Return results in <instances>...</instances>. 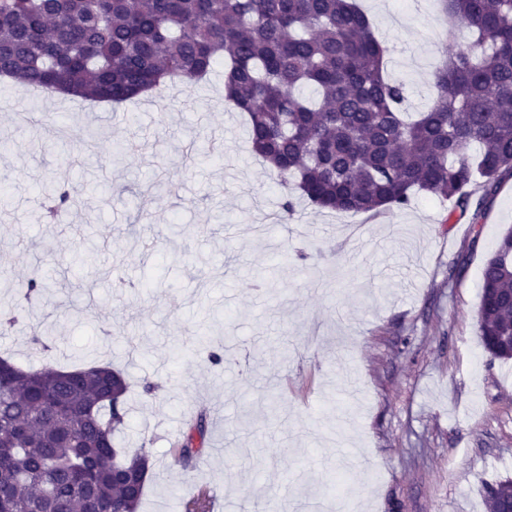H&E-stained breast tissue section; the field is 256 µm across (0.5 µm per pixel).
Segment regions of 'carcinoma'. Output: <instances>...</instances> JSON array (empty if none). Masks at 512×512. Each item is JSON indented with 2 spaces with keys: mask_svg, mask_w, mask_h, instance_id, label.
<instances>
[{
  "mask_svg": "<svg viewBox=\"0 0 512 512\" xmlns=\"http://www.w3.org/2000/svg\"><path fill=\"white\" fill-rule=\"evenodd\" d=\"M473 39L434 72L426 111H402L405 86L385 75L386 48L353 0H0V76L46 94L123 105L224 64V98L249 120L252 151L321 211L405 206L424 192L476 221L512 174V0H443ZM55 219L78 208L46 196ZM480 288L512 296V229L484 262ZM479 343L512 336V303L480 293ZM128 384L110 365L25 370L0 358V512H139L142 448L115 445ZM206 416L178 443L194 468ZM512 481L486 487L488 512Z\"/></svg>",
  "mask_w": 512,
  "mask_h": 512,
  "instance_id": "carcinoma-1",
  "label": "carcinoma"
}]
</instances>
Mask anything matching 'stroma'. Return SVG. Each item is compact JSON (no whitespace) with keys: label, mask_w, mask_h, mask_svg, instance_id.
Segmentation results:
<instances>
[{"label":"stroma","mask_w":512,"mask_h":512,"mask_svg":"<svg viewBox=\"0 0 512 512\" xmlns=\"http://www.w3.org/2000/svg\"><path fill=\"white\" fill-rule=\"evenodd\" d=\"M360 4L388 76L422 110L468 29L441 0ZM18 96L34 121L0 111V309L18 317L0 354L27 370L125 369L118 442L154 463L142 512H185L192 493L210 512L272 497L287 512L330 499L339 512H487L484 483L512 479V360L483 350L476 310L483 263L512 227L511 175L475 225L421 194L357 215L302 200L280 222L284 192L224 99L223 67L117 110L0 79V101ZM55 187L85 205L48 224ZM36 268L53 283L43 295L26 288ZM200 411L208 454L188 470L175 443Z\"/></svg>","instance_id":"35a3bbf8"}]
</instances>
